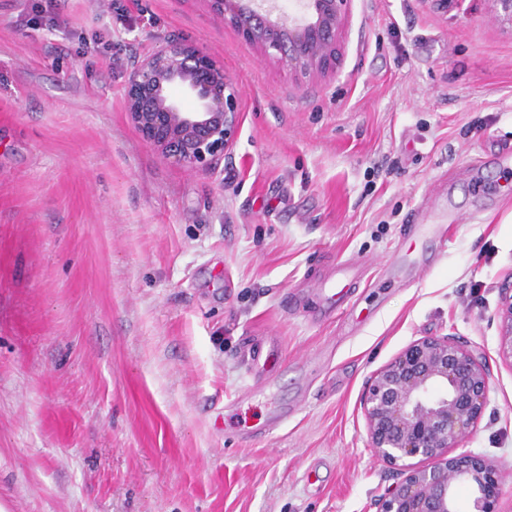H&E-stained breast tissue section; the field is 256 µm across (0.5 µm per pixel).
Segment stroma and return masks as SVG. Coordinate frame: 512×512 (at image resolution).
Here are the masks:
<instances>
[{"instance_id": "1", "label": "stroma", "mask_w": 512, "mask_h": 512, "mask_svg": "<svg viewBox=\"0 0 512 512\" xmlns=\"http://www.w3.org/2000/svg\"><path fill=\"white\" fill-rule=\"evenodd\" d=\"M169 36L240 93L212 172L126 114L134 63ZM508 142L512 25L491 0H351L340 65L310 80L206 0H0V506L376 512L397 472L361 397L424 336L483 351L464 448L512 467ZM442 211L447 240L398 252ZM270 337L280 357L252 374L242 350ZM499 352L503 359L512 363V283L506 281L500 288Z\"/></svg>"}]
</instances>
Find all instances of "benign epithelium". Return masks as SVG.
Wrapping results in <instances>:
<instances>
[{
	"label": "benign epithelium",
	"mask_w": 512,
	"mask_h": 512,
	"mask_svg": "<svg viewBox=\"0 0 512 512\" xmlns=\"http://www.w3.org/2000/svg\"><path fill=\"white\" fill-rule=\"evenodd\" d=\"M211 12L299 78L336 71L350 0H305L304 15L272 0H207ZM193 100L186 108L175 92ZM125 108L143 141L173 163L213 170L233 145L240 98L224 65L187 40L167 39L128 77ZM499 352L512 364V282L500 288ZM490 392L483 356L451 336H423L371 378L361 398L370 448L400 478L377 512H459L454 484L476 488L469 512H498L504 465L451 455L476 432Z\"/></svg>",
	"instance_id": "1"
}]
</instances>
